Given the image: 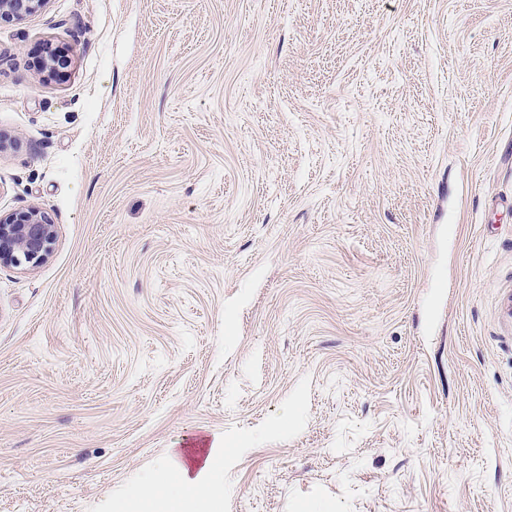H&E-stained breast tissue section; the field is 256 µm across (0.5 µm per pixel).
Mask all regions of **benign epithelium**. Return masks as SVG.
Wrapping results in <instances>:
<instances>
[{
  "instance_id": "7a95c632",
  "label": "benign epithelium",
  "mask_w": 512,
  "mask_h": 512,
  "mask_svg": "<svg viewBox=\"0 0 512 512\" xmlns=\"http://www.w3.org/2000/svg\"><path fill=\"white\" fill-rule=\"evenodd\" d=\"M47 0H0V20L20 19L38 12ZM69 66L67 56L48 53L41 62L47 72L61 73ZM56 238L55 224L45 211L31 207L0 218V262L34 270L50 256Z\"/></svg>"
}]
</instances>
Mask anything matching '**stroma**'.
I'll return each instance as SVG.
<instances>
[{
    "instance_id": "35a3bbf8",
    "label": "stroma",
    "mask_w": 512,
    "mask_h": 512,
    "mask_svg": "<svg viewBox=\"0 0 512 512\" xmlns=\"http://www.w3.org/2000/svg\"><path fill=\"white\" fill-rule=\"evenodd\" d=\"M0 138V512H512V0H47ZM55 238V225L38 207L0 218V262L34 270L50 256ZM220 451L221 445L215 441L205 458H188V463L176 453V477L166 494L160 495L154 480L147 477L125 500L108 503L101 512H181L188 500L201 505L203 512H223L224 486L213 480V458ZM126 507L138 510H126Z\"/></svg>"
}]
</instances>
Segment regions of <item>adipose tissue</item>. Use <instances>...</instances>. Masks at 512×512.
<instances>
[{
	"label": "adipose tissue",
	"instance_id": "obj_1",
	"mask_svg": "<svg viewBox=\"0 0 512 512\" xmlns=\"http://www.w3.org/2000/svg\"><path fill=\"white\" fill-rule=\"evenodd\" d=\"M220 451L215 443L205 458L177 459L176 477L166 493H158L154 480L147 478L127 498L108 503L103 512H181L190 500L203 512H224V487L213 479V460Z\"/></svg>",
	"mask_w": 512,
	"mask_h": 512
}]
</instances>
